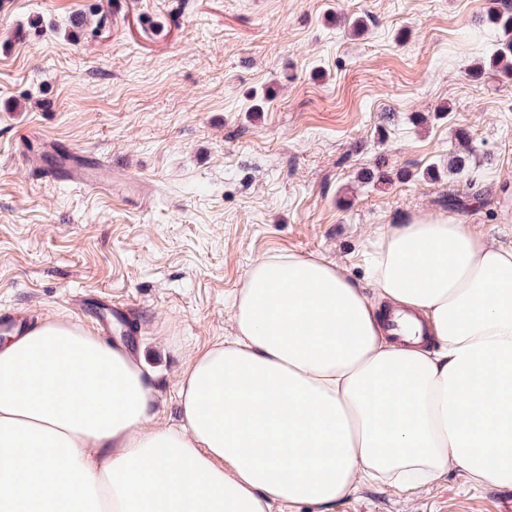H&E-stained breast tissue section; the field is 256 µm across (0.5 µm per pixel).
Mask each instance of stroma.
<instances>
[{"label": "stroma", "mask_w": 512, "mask_h": 512, "mask_svg": "<svg viewBox=\"0 0 512 512\" xmlns=\"http://www.w3.org/2000/svg\"><path fill=\"white\" fill-rule=\"evenodd\" d=\"M88 2L0 0V317L92 329L101 295L130 303L107 336L144 364L160 422L178 425L187 353L233 336L266 254L321 257L375 304L369 245L418 213L512 248V78L464 72L498 39L476 19L508 0H117L99 36H72ZM462 129L470 177L448 170ZM41 139L111 163L112 192L42 178ZM375 167L387 181H364ZM509 496L453 463L410 491L360 479L270 512H502Z\"/></svg>", "instance_id": "obj_1"}]
</instances>
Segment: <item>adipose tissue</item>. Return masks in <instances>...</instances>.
<instances>
[{
	"label": "adipose tissue",
	"mask_w": 512,
	"mask_h": 512,
	"mask_svg": "<svg viewBox=\"0 0 512 512\" xmlns=\"http://www.w3.org/2000/svg\"><path fill=\"white\" fill-rule=\"evenodd\" d=\"M381 306L318 257L271 253L233 299L236 334L190 351L178 426L141 361L44 319L0 342V512H269L356 477L401 488L455 462L512 485V248L451 217L382 230ZM427 343L383 332L385 304Z\"/></svg>",
	"instance_id": "obj_1"
}]
</instances>
